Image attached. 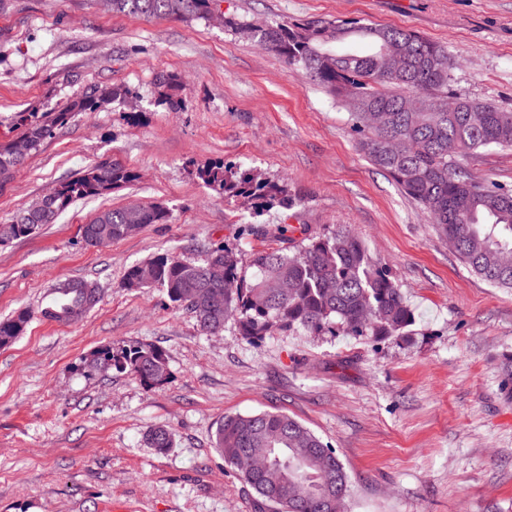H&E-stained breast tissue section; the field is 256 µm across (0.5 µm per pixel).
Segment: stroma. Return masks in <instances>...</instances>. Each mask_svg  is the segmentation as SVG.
I'll return each instance as SVG.
<instances>
[{
	"instance_id": "35a3bbf8",
	"label": "stroma",
	"mask_w": 512,
	"mask_h": 512,
	"mask_svg": "<svg viewBox=\"0 0 512 512\" xmlns=\"http://www.w3.org/2000/svg\"><path fill=\"white\" fill-rule=\"evenodd\" d=\"M225 17L266 25L356 19L447 46L449 96L512 111V0H221ZM169 74L171 89L157 79ZM96 86L127 87L74 113L0 186V224L102 162L137 181L74 202L32 236L0 244V317L36 313L0 347V512H258L213 446L229 414L283 411L335 448L350 477L347 512H512V403L499 390L512 353V290L470 272L426 212L360 151L335 95L286 59L213 21L133 16L92 0H12L0 12V144L24 116L58 112ZM180 100L161 105L163 92ZM224 162L260 171L297 206L261 208L196 176ZM512 189V149L464 161ZM131 202L164 224L106 247L81 226ZM288 225L280 235L278 225ZM351 230L414 312L409 340L277 333L250 343L227 323L200 335L164 288H128L129 267L169 253L200 261L223 243L242 254ZM93 280L82 319L39 317L50 288ZM153 344L170 378L147 388L97 364L99 350ZM171 433L160 452L146 442Z\"/></svg>"
}]
</instances>
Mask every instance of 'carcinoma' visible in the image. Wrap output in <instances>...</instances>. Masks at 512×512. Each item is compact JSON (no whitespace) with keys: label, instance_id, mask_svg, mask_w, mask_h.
Masks as SVG:
<instances>
[{"label":"carcinoma","instance_id":"carcinoma-1","mask_svg":"<svg viewBox=\"0 0 512 512\" xmlns=\"http://www.w3.org/2000/svg\"><path fill=\"white\" fill-rule=\"evenodd\" d=\"M103 1L114 13L180 20L210 19L216 6V0H96ZM224 24L285 57L341 97L358 146L372 165L423 207L471 272L494 287L512 288V191L473 176L461 163L481 148H512V112L460 97L456 112L425 108L426 103L448 101L452 61L447 47L410 30L356 20ZM130 96L127 88L94 87L53 118L29 120L23 137L36 152L72 114ZM20 164L12 144L0 145L1 183ZM197 176L221 195L268 197L286 209L296 204L286 189L258 174L244 173L234 180L224 165L215 164L199 169ZM137 179V172L117 163L92 165L60 183L50 204L21 208L0 224V243L35 235L75 201L104 196ZM168 220V211L157 204L102 210L84 226L83 240L91 246L98 238L116 242L146 224ZM245 268L253 270L251 277L242 274ZM152 285L164 288L171 303L189 311L201 334H218L232 321L250 343L277 331L406 339L414 322L402 288L372 259L365 242L347 229L308 237L286 252L262 251L244 259L225 245H213L201 263L169 266L158 254L127 270L125 287ZM84 301L83 282H72L68 288H55L50 305L39 314L68 322ZM33 317L22 310L0 318V346L21 336ZM97 359L119 373L134 374L148 388L169 380L166 354L155 345L105 349ZM500 391L512 401V355H504ZM146 441L160 452L171 446L162 427L150 430ZM214 447L225 464L237 469L264 512L344 508L350 480L336 450L285 412L226 416L216 428Z\"/></svg>","mask_w":512,"mask_h":512}]
</instances>
